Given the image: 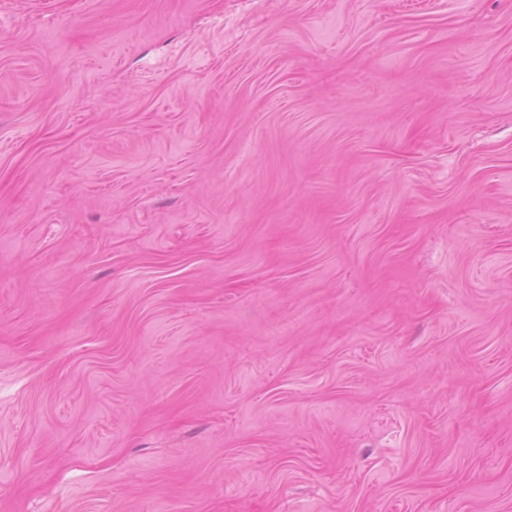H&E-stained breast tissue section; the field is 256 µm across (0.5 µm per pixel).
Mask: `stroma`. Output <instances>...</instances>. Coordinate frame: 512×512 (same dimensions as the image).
I'll return each mask as SVG.
<instances>
[{"mask_svg":"<svg viewBox=\"0 0 512 512\" xmlns=\"http://www.w3.org/2000/svg\"><path fill=\"white\" fill-rule=\"evenodd\" d=\"M0 512H512V0H0Z\"/></svg>","mask_w":512,"mask_h":512,"instance_id":"35a3bbf8","label":"stroma"}]
</instances>
